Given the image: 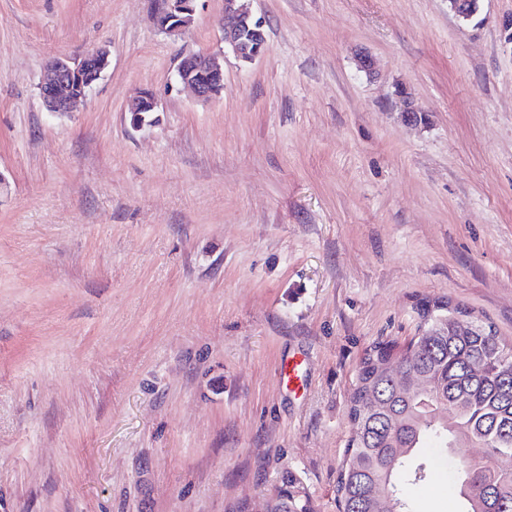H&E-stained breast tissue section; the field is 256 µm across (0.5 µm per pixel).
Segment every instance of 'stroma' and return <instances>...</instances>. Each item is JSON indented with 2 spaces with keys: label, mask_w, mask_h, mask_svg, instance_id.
I'll list each match as a JSON object with an SVG mask.
<instances>
[{
  "label": "stroma",
  "mask_w": 512,
  "mask_h": 512,
  "mask_svg": "<svg viewBox=\"0 0 512 512\" xmlns=\"http://www.w3.org/2000/svg\"><path fill=\"white\" fill-rule=\"evenodd\" d=\"M480 4L253 0L246 63L224 0L182 37L156 0H0V512H256L285 469L336 512L370 345L422 299L512 337V0ZM100 43L47 112L46 64ZM189 51L224 56L211 101ZM252 2L224 0V13L220 21L225 48L243 62H251L259 57L266 41L263 25L253 16ZM109 64V50L97 45L78 58L60 57L47 67L39 97L47 112H73ZM177 79L198 99L210 100L224 87V56L189 54L177 69Z\"/></svg>",
  "instance_id": "1"
}]
</instances>
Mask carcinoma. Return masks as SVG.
Segmentation results:
<instances>
[{"mask_svg": "<svg viewBox=\"0 0 512 512\" xmlns=\"http://www.w3.org/2000/svg\"><path fill=\"white\" fill-rule=\"evenodd\" d=\"M451 301L420 302L419 333L404 344H372L356 368L351 433L336 482L337 512H417L407 487L450 462L453 512H512V340L479 320L460 334ZM466 444L485 458L458 455ZM265 512H314L290 470Z\"/></svg>", "mask_w": 512, "mask_h": 512, "instance_id": "obj_1", "label": "carcinoma"}]
</instances>
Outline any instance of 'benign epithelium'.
<instances>
[{
	"label": "benign epithelium",
	"mask_w": 512,
	"mask_h": 512,
	"mask_svg": "<svg viewBox=\"0 0 512 512\" xmlns=\"http://www.w3.org/2000/svg\"><path fill=\"white\" fill-rule=\"evenodd\" d=\"M195 0H160L156 11L159 29L170 36H182L195 20ZM253 0H224V13L220 24L224 33V46L237 59L251 62L259 57L266 37L261 22L254 18ZM478 0H448L451 11L468 21L478 11ZM109 64V50L97 45L78 58L60 57L47 67L40 83L39 97L46 111L68 113L77 103L86 99L93 84ZM177 79L191 89L200 100L217 96L224 87V57L192 53L180 63ZM130 112H155L157 102L148 95L136 96L129 104Z\"/></svg>",
	"instance_id": "1"
}]
</instances>
